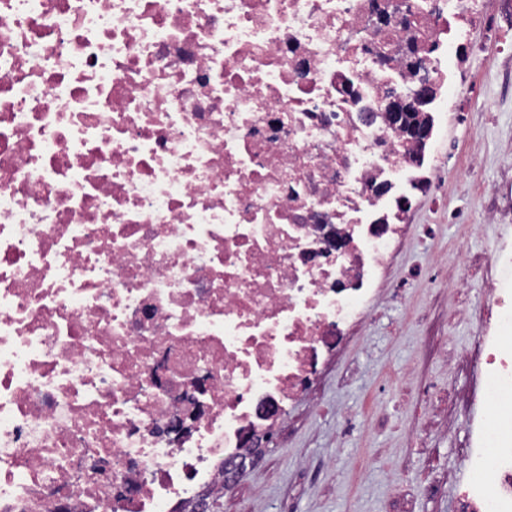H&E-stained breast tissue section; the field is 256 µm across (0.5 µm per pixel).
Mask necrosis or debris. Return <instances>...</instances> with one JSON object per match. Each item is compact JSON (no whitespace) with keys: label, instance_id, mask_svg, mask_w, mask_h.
Returning a JSON list of instances; mask_svg holds the SVG:
<instances>
[{"label":"necrosis or debris","instance_id":"4bbe7bcc","mask_svg":"<svg viewBox=\"0 0 512 512\" xmlns=\"http://www.w3.org/2000/svg\"><path fill=\"white\" fill-rule=\"evenodd\" d=\"M487 21L485 0H0V512L226 491L376 288ZM491 302L459 512H512V288Z\"/></svg>","mask_w":512,"mask_h":512}]
</instances>
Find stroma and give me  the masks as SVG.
<instances>
[{
	"label": "stroma",
	"mask_w": 512,
	"mask_h": 512,
	"mask_svg": "<svg viewBox=\"0 0 512 512\" xmlns=\"http://www.w3.org/2000/svg\"><path fill=\"white\" fill-rule=\"evenodd\" d=\"M472 38L446 176L413 200L382 288L220 512H457L483 416L487 284L512 252V60L490 49L512 31Z\"/></svg>",
	"instance_id": "obj_1"
}]
</instances>
